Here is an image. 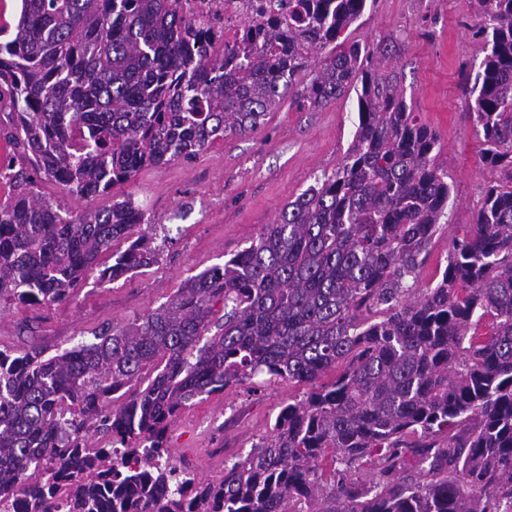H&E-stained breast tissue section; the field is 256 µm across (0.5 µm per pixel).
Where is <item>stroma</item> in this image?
<instances>
[{
	"instance_id": "35a3bbf8",
	"label": "stroma",
	"mask_w": 512,
	"mask_h": 512,
	"mask_svg": "<svg viewBox=\"0 0 512 512\" xmlns=\"http://www.w3.org/2000/svg\"><path fill=\"white\" fill-rule=\"evenodd\" d=\"M482 25L476 0H367L349 29L362 43L388 35L403 41L397 64L406 102L439 135V159L448 166L453 192L423 270L426 283L452 235L472 223L486 186L498 177L480 159L482 142L460 88L462 72L478 69L484 58ZM357 124L355 94L308 111L291 93L254 132L227 135L189 161L143 168L113 196L132 195L146 222L168 228L159 264L103 285L89 273L62 305L0 311V348L40 342L54 354L87 339L100 324L124 325L163 304L188 276L249 247L288 201L333 171ZM298 393L271 382L255 393L243 386L192 401L167 432L171 453L189 471L219 479L225 464L246 454Z\"/></svg>"
}]
</instances>
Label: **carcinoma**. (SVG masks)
Returning a JSON list of instances; mask_svg holds the SVG:
<instances>
[{
	"instance_id": "carcinoma-1",
	"label": "carcinoma",
	"mask_w": 512,
	"mask_h": 512,
	"mask_svg": "<svg viewBox=\"0 0 512 512\" xmlns=\"http://www.w3.org/2000/svg\"><path fill=\"white\" fill-rule=\"evenodd\" d=\"M366 2L288 0L210 52L180 0H21L16 26L0 24L15 158L0 170V306L66 303L106 254L103 282L161 259L130 196L74 212L41 182L95 199L253 132L329 45L299 104L353 90L358 106L336 170L224 265L59 354L0 349L1 499L22 496L21 512L512 509V0H478L489 53L462 75L503 179L427 288L448 167L408 110L403 41L345 35ZM259 376L305 391L219 480L179 469L167 432L181 410Z\"/></svg>"
}]
</instances>
